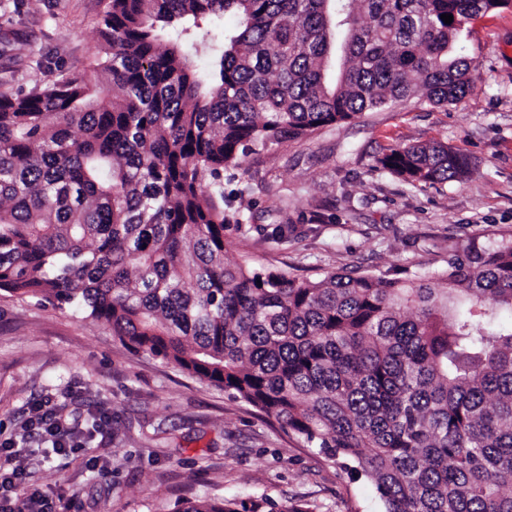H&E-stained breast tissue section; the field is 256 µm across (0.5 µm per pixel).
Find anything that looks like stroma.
<instances>
[{"label": "stroma", "mask_w": 512, "mask_h": 512, "mask_svg": "<svg viewBox=\"0 0 512 512\" xmlns=\"http://www.w3.org/2000/svg\"><path fill=\"white\" fill-rule=\"evenodd\" d=\"M107 0H10L0 10V91L30 92L100 48ZM456 50L474 89L459 105L418 99L307 138L255 146L225 176L231 261L321 279L444 269L456 246L512 236V9L478 18ZM439 141L476 162L467 177L414 187L376 163L392 146ZM287 225L288 240L271 231ZM82 427L111 416L110 437L68 458L22 456L29 485L74 497L77 512H177L186 502L265 498L310 512H384L373 484L288 435L223 388L127 348L69 308L0 291V443L36 447L40 401Z\"/></svg>", "instance_id": "1"}]
</instances>
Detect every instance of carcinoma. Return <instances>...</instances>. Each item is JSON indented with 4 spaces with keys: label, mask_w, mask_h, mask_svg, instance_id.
Masks as SVG:
<instances>
[{
    "label": "carcinoma",
    "mask_w": 512,
    "mask_h": 512,
    "mask_svg": "<svg viewBox=\"0 0 512 512\" xmlns=\"http://www.w3.org/2000/svg\"><path fill=\"white\" fill-rule=\"evenodd\" d=\"M511 1L108 0L88 66L0 94V290L224 388L372 481L384 512H512V237L428 280L303 279L227 260L222 180L256 144L410 97L461 103V27ZM377 163L413 186L473 168L438 142Z\"/></svg>",
    "instance_id": "obj_1"
}]
</instances>
